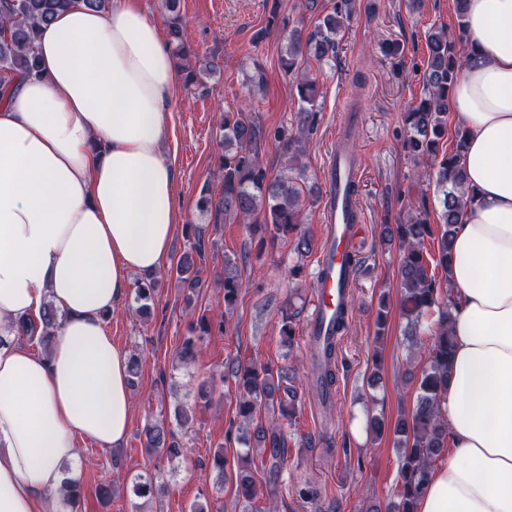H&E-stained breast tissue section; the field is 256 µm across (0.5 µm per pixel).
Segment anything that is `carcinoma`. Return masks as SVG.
Wrapping results in <instances>:
<instances>
[{
  "label": "carcinoma",
  "mask_w": 512,
  "mask_h": 512,
  "mask_svg": "<svg viewBox=\"0 0 512 512\" xmlns=\"http://www.w3.org/2000/svg\"><path fill=\"white\" fill-rule=\"evenodd\" d=\"M465 0H457L458 32L443 29L428 36L429 68L424 73L425 90L419 100L404 112L407 133L405 148L415 158L441 156L436 170L435 187L440 193L441 223L434 228L427 206L416 210L415 216L401 224H386L382 235L388 242L397 243L403 258L399 267L400 314L406 320L404 337L410 347L428 346V358L422 368L416 401L408 413H402L393 427L394 445L398 448L401 483L395 502L388 512H414V503L433 469L434 460L448 451V420L439 405L442 390L448 383V364L452 341L448 334L451 316V296L443 289L430 262L445 269L456 225L462 223L473 196L466 187L465 173L457 156L464 145L465 130H455V145L441 155L439 144L447 133V117L453 89L464 64L467 42ZM72 0H0V104L7 102L8 90L16 81L38 73L36 40L41 27L70 7ZM344 25L342 11L333 9L318 15L313 29L294 31L288 35L282 67L295 70L300 55L317 61L336 57L337 36ZM316 81L301 77L296 84L299 99L295 126H277L267 129L243 113H224V159L221 166L224 193L221 207L224 215L247 220L263 212V220L252 224L253 231L261 232V240L271 243L296 234V249L308 250L309 237L298 232L301 225L303 167H297V176H270L259 155L266 140L274 142L289 161L298 160L297 144L304 134L313 132L316 121ZM437 242L434 258H429L425 247L428 240ZM200 246L184 253L175 269L176 281L190 291L199 284L198 267L194 254ZM158 282L151 279L137 285L135 300L139 310L147 313ZM241 283L232 264L224 268V306L237 301ZM298 312H282L279 336L281 343L293 347ZM43 325L40 341L47 343L57 326V314L50 305L40 312ZM214 324L206 316L198 318L197 334L183 339L180 359L187 364L193 360L198 342L211 334ZM335 344L311 352L317 388L329 389L336 384V366L333 364ZM227 375L232 377L239 392L237 414L245 423H256L254 448L260 463L267 469L268 481L277 480L285 464L287 440L276 427H265L256 420L263 407L290 420L295 417L300 402L298 389L292 385L288 366L243 364L238 360L225 361ZM147 448L164 453L170 459L184 455V448L172 431L163 423H152L144 430ZM236 490L244 501L255 502L258 492L251 471V463L241 464L232 471Z\"/></svg>",
  "instance_id": "carcinoma-1"
}]
</instances>
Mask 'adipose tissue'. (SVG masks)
Instances as JSON below:
<instances>
[{
    "instance_id": "1",
    "label": "adipose tissue",
    "mask_w": 512,
    "mask_h": 512,
    "mask_svg": "<svg viewBox=\"0 0 512 512\" xmlns=\"http://www.w3.org/2000/svg\"><path fill=\"white\" fill-rule=\"evenodd\" d=\"M465 14L452 110L474 200L448 267L452 452L416 512H512V0H466ZM37 51L39 74L0 106V512H59L78 440L123 443L128 357L105 316L130 272L166 264L175 232L178 75L160 24L140 0H73ZM47 304L44 354L25 327Z\"/></svg>"
}]
</instances>
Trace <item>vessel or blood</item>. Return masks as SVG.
<instances>
[{
	"mask_svg": "<svg viewBox=\"0 0 512 512\" xmlns=\"http://www.w3.org/2000/svg\"><path fill=\"white\" fill-rule=\"evenodd\" d=\"M361 159L343 138H336L327 164L331 192L326 200L327 234L317 257L316 309L306 335L310 346L322 345L332 330L337 312L349 302L354 269L347 262L356 231L351 217L356 212V191Z\"/></svg>",
	"mask_w": 512,
	"mask_h": 512,
	"instance_id": "b4317fda",
	"label": "vessel or blood"
}]
</instances>
